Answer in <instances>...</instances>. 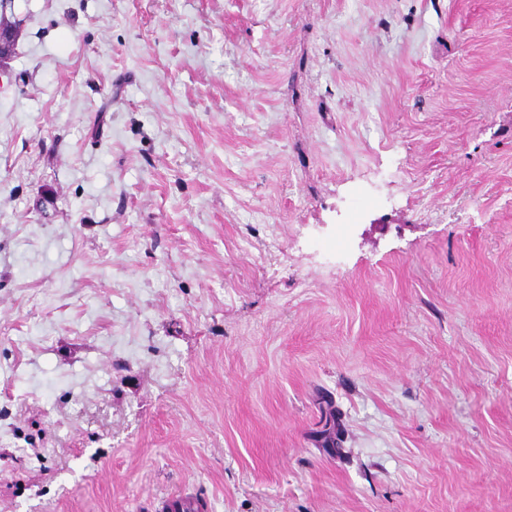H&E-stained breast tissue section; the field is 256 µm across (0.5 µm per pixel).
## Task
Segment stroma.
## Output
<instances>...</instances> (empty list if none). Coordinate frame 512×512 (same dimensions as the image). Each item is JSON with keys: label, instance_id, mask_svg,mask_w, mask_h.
<instances>
[{"label": "stroma", "instance_id": "obj_1", "mask_svg": "<svg viewBox=\"0 0 512 512\" xmlns=\"http://www.w3.org/2000/svg\"><path fill=\"white\" fill-rule=\"evenodd\" d=\"M0 512H512V0H12Z\"/></svg>", "mask_w": 512, "mask_h": 512}]
</instances>
